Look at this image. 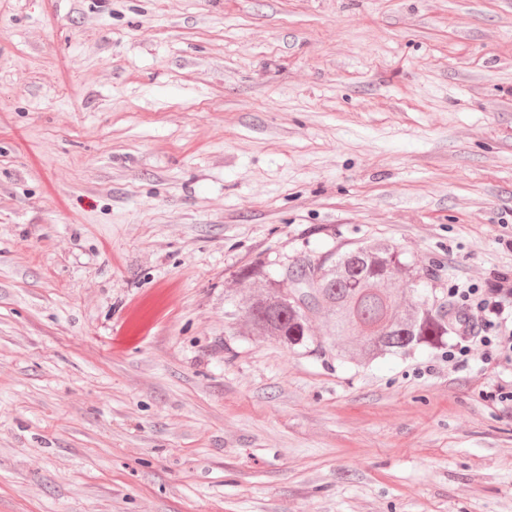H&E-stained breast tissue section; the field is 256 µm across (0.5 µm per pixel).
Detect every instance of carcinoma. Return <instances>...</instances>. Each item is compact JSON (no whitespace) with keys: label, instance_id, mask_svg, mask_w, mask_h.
<instances>
[{"label":"carcinoma","instance_id":"1","mask_svg":"<svg viewBox=\"0 0 512 512\" xmlns=\"http://www.w3.org/2000/svg\"><path fill=\"white\" fill-rule=\"evenodd\" d=\"M314 262L317 277L297 281L285 271L242 302L254 333L309 353L329 347L352 360L443 345L451 334V323L427 300H400L394 285L406 278L407 264L397 248L366 241ZM319 316L326 324L322 338L312 332Z\"/></svg>","mask_w":512,"mask_h":512}]
</instances>
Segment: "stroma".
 <instances>
[{
    "instance_id": "stroma-1",
    "label": "stroma",
    "mask_w": 512,
    "mask_h": 512,
    "mask_svg": "<svg viewBox=\"0 0 512 512\" xmlns=\"http://www.w3.org/2000/svg\"><path fill=\"white\" fill-rule=\"evenodd\" d=\"M364 240L512 278V0H0V512H512V366L231 316Z\"/></svg>"
}]
</instances>
